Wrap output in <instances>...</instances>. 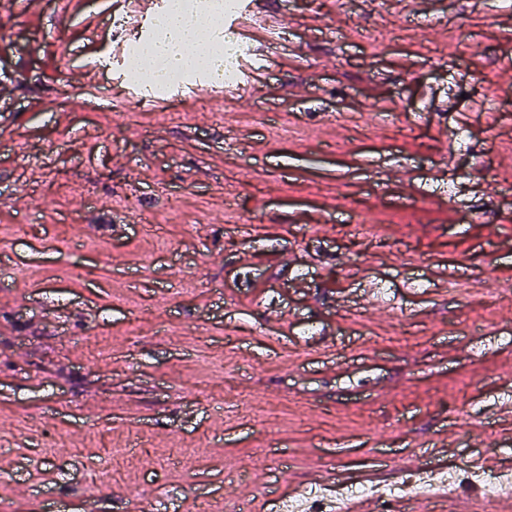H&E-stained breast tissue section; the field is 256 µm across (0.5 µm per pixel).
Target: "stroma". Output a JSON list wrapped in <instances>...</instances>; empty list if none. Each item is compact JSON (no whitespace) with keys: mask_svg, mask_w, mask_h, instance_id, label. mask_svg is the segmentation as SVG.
<instances>
[{"mask_svg":"<svg viewBox=\"0 0 512 512\" xmlns=\"http://www.w3.org/2000/svg\"><path fill=\"white\" fill-rule=\"evenodd\" d=\"M128 2L0 0V512H273L512 446V9L246 0L278 25L222 102L133 109Z\"/></svg>","mask_w":512,"mask_h":512,"instance_id":"1","label":"stroma"}]
</instances>
